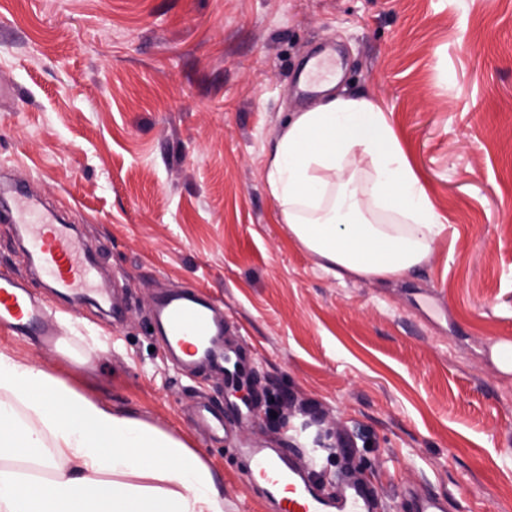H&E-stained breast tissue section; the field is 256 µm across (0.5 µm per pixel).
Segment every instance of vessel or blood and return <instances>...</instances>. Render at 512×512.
Returning a JSON list of instances; mask_svg holds the SVG:
<instances>
[{
  "label": "vessel or blood",
  "mask_w": 512,
  "mask_h": 512,
  "mask_svg": "<svg viewBox=\"0 0 512 512\" xmlns=\"http://www.w3.org/2000/svg\"><path fill=\"white\" fill-rule=\"evenodd\" d=\"M14 209L29 251L46 274L49 287L63 295L92 291L89 247L71 226L35 210L23 195L16 198ZM153 316L156 336L167 358L186 372L207 369L221 373L240 356L239 349L225 340L223 308L203 292L161 293ZM0 324L20 333L37 327L48 338L56 336L47 311L21 283L8 276H0ZM243 454L249 461L248 479L269 486L277 496L280 512H382L381 498L373 486L351 482L344 493L330 496L280 449L247 448Z\"/></svg>",
  "instance_id": "obj_1"
}]
</instances>
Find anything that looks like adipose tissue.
Instances as JSON below:
<instances>
[{"label":"adipose tissue","instance_id":"1","mask_svg":"<svg viewBox=\"0 0 512 512\" xmlns=\"http://www.w3.org/2000/svg\"><path fill=\"white\" fill-rule=\"evenodd\" d=\"M271 149L289 235L334 276L392 280L426 262L443 225L388 116L332 95ZM0 512H224L212 467L183 439L0 351Z\"/></svg>","mask_w":512,"mask_h":512}]
</instances>
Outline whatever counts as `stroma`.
<instances>
[{
  "mask_svg": "<svg viewBox=\"0 0 512 512\" xmlns=\"http://www.w3.org/2000/svg\"><path fill=\"white\" fill-rule=\"evenodd\" d=\"M327 53L336 93L389 112L444 229L388 282L317 266L278 219L265 160ZM92 245L121 311L52 295L0 219V272L59 324L0 325V350L188 440L224 512H271L241 448L348 468L385 512L409 494L512 512V0H0V178ZM195 288L253 349V421L221 377L169 362L155 297ZM280 397L275 416L266 401ZM203 402L223 433L200 431Z\"/></svg>",
  "mask_w": 512,
  "mask_h": 512,
  "instance_id": "1",
  "label": "stroma"
}]
</instances>
